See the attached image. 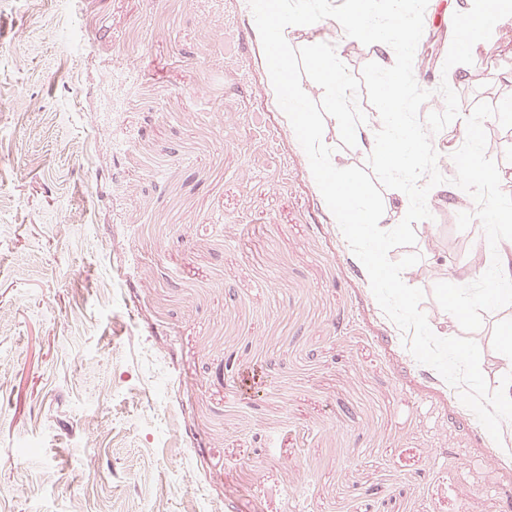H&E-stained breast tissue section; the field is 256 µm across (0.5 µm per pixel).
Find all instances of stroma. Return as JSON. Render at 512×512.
Masks as SVG:
<instances>
[{
	"label": "stroma",
	"mask_w": 512,
	"mask_h": 512,
	"mask_svg": "<svg viewBox=\"0 0 512 512\" xmlns=\"http://www.w3.org/2000/svg\"><path fill=\"white\" fill-rule=\"evenodd\" d=\"M465 0H428L437 38ZM326 18L289 34L346 51ZM466 109L512 95V16L472 49ZM341 168L367 167V140ZM410 286L491 264L455 166ZM489 389L512 306L469 334ZM382 312L278 105L248 0H0V512H512L500 440Z\"/></svg>",
	"instance_id": "1"
}]
</instances>
